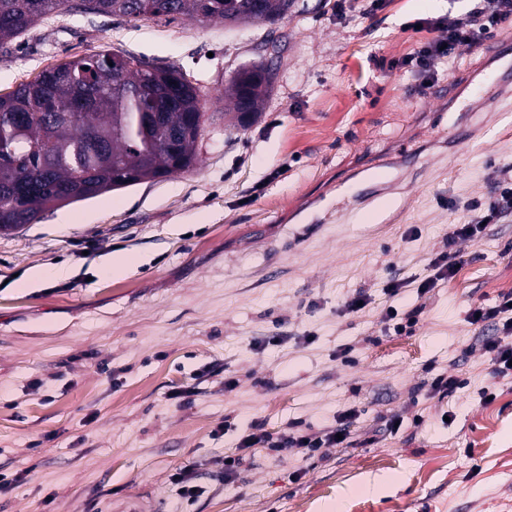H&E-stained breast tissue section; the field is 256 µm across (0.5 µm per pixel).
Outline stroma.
<instances>
[{
  "mask_svg": "<svg viewBox=\"0 0 512 512\" xmlns=\"http://www.w3.org/2000/svg\"><path fill=\"white\" fill-rule=\"evenodd\" d=\"M448 9L383 0L362 19L353 0H295L241 27L65 12L0 46V94L107 50L180 67L211 117L196 170L0 234V475L13 480L0 512H110L132 495L163 512H321L339 497L362 512H512V470L493 461L512 452V376L493 377L469 322L512 293V217L448 240L470 200L512 177V91L475 95L498 68L481 47L441 77L462 88L451 104L390 65L432 37L409 22ZM260 61L278 70L273 96L252 127L229 128L224 86ZM465 107L481 134L456 153ZM362 163L393 189L359 208L338 184ZM448 249L455 275L419 293ZM117 252L138 260L123 277L104 272ZM61 266L64 280L16 285ZM359 293L365 307L345 313ZM440 374L460 380L452 395L431 392ZM349 409L348 443L309 461L254 448L240 480L216 481L251 423L316 433ZM189 465L204 491L186 505L169 476ZM392 475L393 489H356Z\"/></svg>",
  "mask_w": 512,
  "mask_h": 512,
  "instance_id": "1",
  "label": "stroma"
}]
</instances>
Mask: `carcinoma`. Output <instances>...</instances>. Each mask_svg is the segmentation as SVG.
Segmentation results:
<instances>
[{
    "label": "carcinoma",
    "mask_w": 512,
    "mask_h": 512,
    "mask_svg": "<svg viewBox=\"0 0 512 512\" xmlns=\"http://www.w3.org/2000/svg\"><path fill=\"white\" fill-rule=\"evenodd\" d=\"M71 12L138 19L145 0H86ZM65 0H0V44L64 9ZM294 0H152V16H191L227 26L273 23ZM270 66L235 73L224 86L228 125L253 124L275 84ZM169 100L153 112L150 97ZM199 87L174 66H157L106 51L74 56L39 74V81L0 95V232L24 220L15 204L43 211L70 194L90 199L174 172L194 169L206 131Z\"/></svg>",
    "instance_id": "obj_1"
}]
</instances>
